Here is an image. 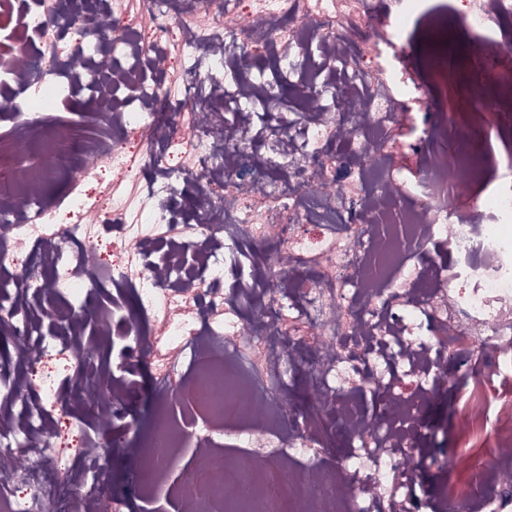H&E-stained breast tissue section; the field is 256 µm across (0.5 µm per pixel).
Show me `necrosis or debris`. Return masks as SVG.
I'll use <instances>...</instances> for the list:
<instances>
[{"label": "necrosis or debris", "instance_id": "4bbe7bcc", "mask_svg": "<svg viewBox=\"0 0 512 512\" xmlns=\"http://www.w3.org/2000/svg\"><path fill=\"white\" fill-rule=\"evenodd\" d=\"M420 3L392 0L380 28L373 0H0V121L16 136L0 144V338L15 347L0 354V512H68L72 491L83 512H111L99 435L78 423L62 453L63 394L42 373L59 357L108 388L149 369L145 497L194 447L178 494L194 512H424L412 452L439 380L470 371L477 409L512 373V86L491 67L512 50V0H463L459 37L488 66L464 112L382 62ZM75 15L105 41L69 42ZM288 88L302 108L258 111ZM78 98L94 140L55 134L23 162L19 143ZM83 151L118 178L86 191ZM180 176L195 193L178 196ZM107 229L109 265L94 260ZM272 234L283 253L258 256ZM90 320L124 341L118 361L86 352ZM297 371L311 389L293 418ZM370 380L372 408L348 394ZM505 471L511 411L445 512H512Z\"/></svg>", "mask_w": 512, "mask_h": 512}]
</instances>
